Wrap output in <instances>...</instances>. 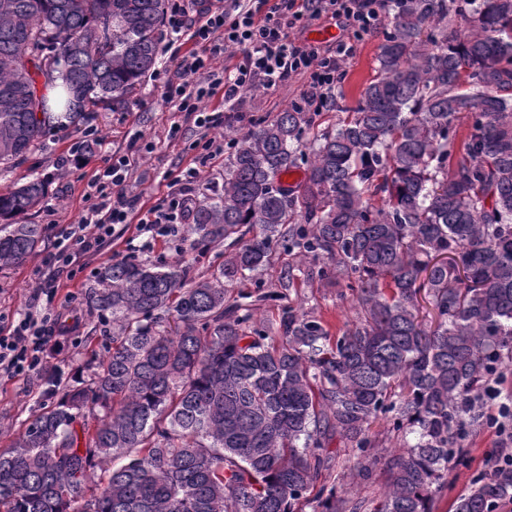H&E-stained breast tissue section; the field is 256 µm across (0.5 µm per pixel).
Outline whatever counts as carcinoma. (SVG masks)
Here are the masks:
<instances>
[{"label": "carcinoma", "mask_w": 512, "mask_h": 512, "mask_svg": "<svg viewBox=\"0 0 512 512\" xmlns=\"http://www.w3.org/2000/svg\"><path fill=\"white\" fill-rule=\"evenodd\" d=\"M166 0H0V172L54 130L113 109L155 68ZM376 75L350 119L296 107L233 139L221 190L196 205L193 247L229 241L219 272L135 258L90 305L115 324L87 376L0 449V512H298L336 435L366 478L371 425L415 436L373 507L332 488L314 512H435L480 426L474 400L512 370V0H389ZM467 119L458 140L459 121ZM306 165L297 189L281 176ZM0 192V271L43 243L24 221L48 195ZM288 254L357 291L331 337L284 309L258 327L227 285ZM428 297L435 324L419 316ZM122 463L106 478L95 467ZM512 502V468L476 478L454 512Z\"/></svg>", "instance_id": "carcinoma-1"}]
</instances>
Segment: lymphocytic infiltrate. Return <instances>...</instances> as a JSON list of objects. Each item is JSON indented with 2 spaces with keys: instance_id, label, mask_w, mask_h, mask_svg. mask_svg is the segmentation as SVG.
Here are the masks:
<instances>
[{
  "instance_id": "f902f5d3",
  "label": "lymphocytic infiltrate",
  "mask_w": 512,
  "mask_h": 512,
  "mask_svg": "<svg viewBox=\"0 0 512 512\" xmlns=\"http://www.w3.org/2000/svg\"><path fill=\"white\" fill-rule=\"evenodd\" d=\"M386 4L387 0H208L191 34L201 52L173 55L174 70L162 79L165 103L192 118L202 131L189 144V151L205 161L223 154V141L210 138L209 133L223 126L224 114L200 107L217 95L231 106L254 86L275 89L299 78L305 84L301 108L323 111L359 43L380 29ZM322 18L339 22L346 37L326 48L294 37V30ZM236 53L243 59L233 70L214 68L217 57ZM132 166L129 155L114 154L94 171L83 196L86 214L81 223L63 229L44 259L45 279L75 276L78 255L99 252L115 225L135 223L138 235L149 245L178 234L179 222L187 220L192 209L199 169L180 171L173 190L140 213L138 196L128 183ZM56 296V291H47L44 303L0 325V377L48 370L47 349L61 347L75 332V325L60 323Z\"/></svg>"
}]
</instances>
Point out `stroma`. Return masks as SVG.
<instances>
[{
	"instance_id": "obj_1",
	"label": "stroma",
	"mask_w": 512,
	"mask_h": 512,
	"mask_svg": "<svg viewBox=\"0 0 512 512\" xmlns=\"http://www.w3.org/2000/svg\"><path fill=\"white\" fill-rule=\"evenodd\" d=\"M382 33L366 37L356 55L346 65V76L340 85L348 106H355L362 89L372 79L377 66V55ZM304 90V83L294 79L277 89L254 87L243 94L238 110L242 119L236 122L237 131H244L256 120L272 118L276 113L294 107ZM182 127V142H170L167 133L171 124ZM86 128L101 131L102 141L80 143L77 129L50 132L41 148L36 150L16 170L17 175L35 173L49 181V195L34 215L35 223L44 225L45 241L42 251L29 256L20 266L0 273V314L14 315L26 312L34 298L36 271L42 264L45 250L52 244L61 226L51 223L50 213L59 202H66L65 222L81 223L84 210L81 193L93 169L101 158L115 151L132 153L137 138L152 141L153 153L137 156L132 176L137 180L141 202L150 206L168 191V185L180 170L192 166L193 157L185 153V143L198 138L200 131L193 120L183 113L173 112L163 101L160 80L147 79L127 98L125 104L114 110L96 112L87 120ZM134 229L116 226L112 240L100 254L86 255L79 263L83 270L74 278H59V295H73L80 314V331L68 344L49 351L48 359L55 365L61 384H74L82 374L84 364L92 357L102 355L112 338V323L93 311L88 303L91 288L96 287L97 270L111 262L125 260L135 252ZM146 258L157 262L189 261L191 275L207 278L218 272L224 261L223 244H213L208 250L191 249L188 241L165 238L146 251ZM319 261L280 255L275 265L256 278L255 284L233 285L232 294H243L257 322L272 321L282 309L293 307L315 317L329 330L339 333L347 321L355 318L358 310L356 297L347 287L327 285L319 280L307 279L306 269H318ZM51 401L43 378L19 377L0 380V448L8 447L15 435ZM377 452L370 467L369 480L350 478L349 470L355 461L350 443L335 438L329 444L334 460L317 483L318 488H336L342 495L366 501L379 499L388 482L387 462L403 453V438L388 418L379 419L372 427ZM463 463L448 468V489L437 503V512H452V504L464 494L473 479L489 469L499 454V443L494 428L480 427L466 444Z\"/></svg>"
}]
</instances>
